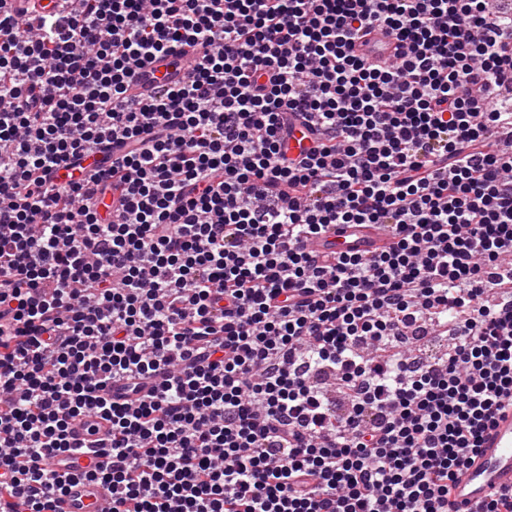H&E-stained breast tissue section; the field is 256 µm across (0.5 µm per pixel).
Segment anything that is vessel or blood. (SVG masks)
I'll return each mask as SVG.
<instances>
[{
    "mask_svg": "<svg viewBox=\"0 0 512 512\" xmlns=\"http://www.w3.org/2000/svg\"><path fill=\"white\" fill-rule=\"evenodd\" d=\"M359 52L369 59L389 58L402 50L401 44L385 29L377 28L356 41ZM192 51L174 45L151 63L138 69L128 91L129 98H139L153 88L183 80ZM389 241L387 233L374 224H339L327 227L309 238L308 251L334 255L341 252L371 254ZM512 489V409L501 414L495 427L485 435L479 451L459 472L452 485L451 498L457 505L472 507L486 501L490 494ZM103 484L81 483L59 500L60 512H95L98 499L107 496Z\"/></svg>",
    "mask_w": 512,
    "mask_h": 512,
    "instance_id": "1",
    "label": "vessel or blood"
}]
</instances>
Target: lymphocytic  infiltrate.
<instances>
[{
    "label": "lymphocytic infiltrate",
    "instance_id": "f902f5d3",
    "mask_svg": "<svg viewBox=\"0 0 512 512\" xmlns=\"http://www.w3.org/2000/svg\"><path fill=\"white\" fill-rule=\"evenodd\" d=\"M489 2L78 0L33 23L0 0V512H56L75 480L108 485L99 512H456L512 408V8ZM376 27L407 53L356 54ZM172 42L203 49L187 80L129 100ZM106 138L117 160L47 182ZM332 224L393 242L308 252ZM420 327L448 337L423 364ZM90 414L108 435L75 438Z\"/></svg>",
    "mask_w": 512,
    "mask_h": 512
}]
</instances>
